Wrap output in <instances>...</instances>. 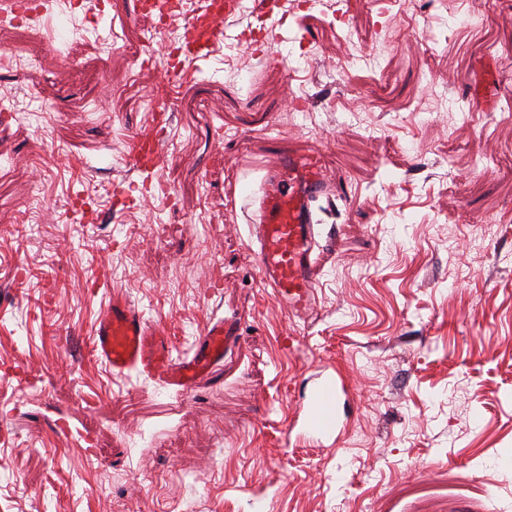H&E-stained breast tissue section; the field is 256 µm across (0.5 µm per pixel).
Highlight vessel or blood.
Here are the masks:
<instances>
[{"instance_id":"obj_1","label":"vessel or blood","mask_w":512,"mask_h":512,"mask_svg":"<svg viewBox=\"0 0 512 512\" xmlns=\"http://www.w3.org/2000/svg\"><path fill=\"white\" fill-rule=\"evenodd\" d=\"M238 0H224L223 13L206 9L185 31L161 69V81H176L183 66L209 55L223 34V16L234 12ZM276 14L272 0H263L265 21L246 37L245 48L257 51L270 32L269 20ZM499 64L489 59L468 93L483 109L494 110L498 101ZM167 105H159L153 123L136 128L131 136L129 157L147 181L159 180L161 149ZM328 183L320 151L298 157H281L267 170L259 198V219L251 234L258 244L260 279L271 288L278 302L300 313L311 304L320 274L318 221L313 204L327 195ZM237 337V321L232 317L210 320L192 351L175 356L169 333L153 327L139 307L119 292L110 293L93 332V350L113 373L134 371L165 388L182 394L193 391L198 379L224 357ZM345 390L334 378H324L310 394L303 417L306 429L330 434L337 431L345 408Z\"/></svg>"}]
</instances>
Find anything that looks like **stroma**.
I'll list each match as a JSON object with an SVG mask.
<instances>
[{
	"instance_id": "1",
	"label": "stroma",
	"mask_w": 512,
	"mask_h": 512,
	"mask_svg": "<svg viewBox=\"0 0 512 512\" xmlns=\"http://www.w3.org/2000/svg\"><path fill=\"white\" fill-rule=\"evenodd\" d=\"M258 3L166 87L170 195L129 210L113 187L141 179L129 139L176 30L133 0H52L26 37L0 27V512H512V0H456L494 19L471 28L441 0H282L254 55L237 38ZM120 22L115 49L100 36ZM487 55L502 94L481 112L465 87ZM315 148L335 236L293 314L248 226L266 168ZM95 278L176 354L226 313L239 340L188 397L113 374L92 352ZM327 375L350 394L338 436L313 437Z\"/></svg>"
}]
</instances>
